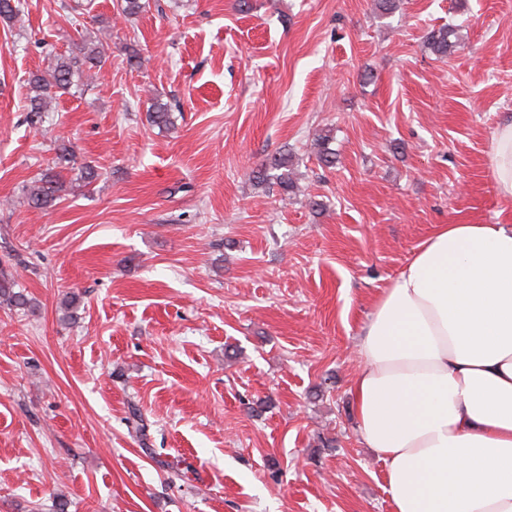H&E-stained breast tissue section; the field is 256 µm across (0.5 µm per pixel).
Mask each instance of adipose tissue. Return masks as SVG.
<instances>
[{"label": "adipose tissue", "instance_id": "ef3b65f1", "mask_svg": "<svg viewBox=\"0 0 512 512\" xmlns=\"http://www.w3.org/2000/svg\"><path fill=\"white\" fill-rule=\"evenodd\" d=\"M512 201V118L491 137ZM351 383L392 512H512V226L444 224L377 298Z\"/></svg>", "mask_w": 512, "mask_h": 512}]
</instances>
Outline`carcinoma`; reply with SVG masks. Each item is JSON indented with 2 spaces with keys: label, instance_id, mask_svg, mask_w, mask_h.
I'll use <instances>...</instances> for the list:
<instances>
[{
  "label": "carcinoma",
  "instance_id": "obj_1",
  "mask_svg": "<svg viewBox=\"0 0 512 512\" xmlns=\"http://www.w3.org/2000/svg\"><path fill=\"white\" fill-rule=\"evenodd\" d=\"M21 0H0V21H13L21 12ZM455 29L448 25L433 29L427 34V44L439 56H446L456 47L452 40ZM51 70L43 75H35L29 80L33 95L30 96L29 112L46 111L47 94L52 88L66 90L72 87L75 75L104 64L101 51L97 45L84 42L76 50L66 55L53 56ZM149 118L157 126L168 128L173 125L170 106L159 100L150 106ZM313 151L318 160L327 167L336 164V153L329 147V137L318 136L313 143ZM250 179L258 184H275L289 193L295 190L296 182L290 168L289 159L281 156L267 167H261L250 173ZM64 182L51 172L41 175L28 190V204L35 209H47L54 205L64 191ZM0 299L18 308L28 307V299L21 291H14V282L3 277L0 279Z\"/></svg>",
  "mask_w": 512,
  "mask_h": 512
}]
</instances>
